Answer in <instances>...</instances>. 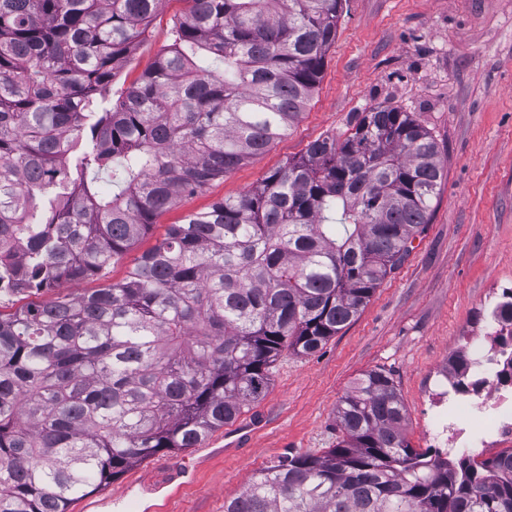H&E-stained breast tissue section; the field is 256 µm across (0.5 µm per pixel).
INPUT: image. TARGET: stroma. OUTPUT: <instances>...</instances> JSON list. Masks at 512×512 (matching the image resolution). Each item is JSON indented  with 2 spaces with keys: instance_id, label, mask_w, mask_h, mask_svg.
Here are the masks:
<instances>
[{
  "instance_id": "35a3bbf8",
  "label": "stroma",
  "mask_w": 512,
  "mask_h": 512,
  "mask_svg": "<svg viewBox=\"0 0 512 512\" xmlns=\"http://www.w3.org/2000/svg\"><path fill=\"white\" fill-rule=\"evenodd\" d=\"M336 39L299 121L263 154L159 214L152 230L104 276L62 283L78 295L122 280L168 226L254 186L324 136L345 137L357 115L382 105L413 113L437 142L444 176L424 233L364 310L310 356L283 352L263 398L242 420L262 426L245 448L225 450L224 426L209 449L152 457L95 499L129 489L107 512H144L140 480L182 462L174 512H224L264 469L289 455H319L339 435L336 406L365 371H390L407 409L405 434L425 452L435 373L473 336L493 345L485 311L512 291V0H344ZM185 0H162L147 38L112 84L120 94L167 49Z\"/></svg>"
}]
</instances>
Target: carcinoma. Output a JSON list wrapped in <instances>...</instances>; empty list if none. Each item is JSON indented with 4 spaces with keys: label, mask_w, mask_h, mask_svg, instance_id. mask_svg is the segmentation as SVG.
Masks as SVG:
<instances>
[{
    "label": "carcinoma",
    "mask_w": 512,
    "mask_h": 512,
    "mask_svg": "<svg viewBox=\"0 0 512 512\" xmlns=\"http://www.w3.org/2000/svg\"><path fill=\"white\" fill-rule=\"evenodd\" d=\"M160 0H0V298L102 275L183 194L294 125L343 0H187L112 98ZM444 160L378 106L249 190L188 214L125 279L0 310V512L72 503L193 448L355 319L428 223ZM106 175L116 190L96 191ZM491 316L512 322V292ZM512 331L497 380L512 381ZM392 374H361L336 446L269 466L224 512H512V449L420 452Z\"/></svg>",
    "instance_id": "cac0c4a2"
}]
</instances>
